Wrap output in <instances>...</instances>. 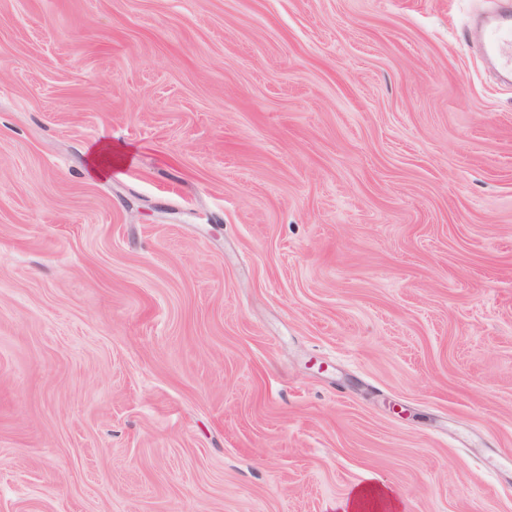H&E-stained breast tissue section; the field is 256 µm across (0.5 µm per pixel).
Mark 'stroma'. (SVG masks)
I'll use <instances>...</instances> for the list:
<instances>
[{"instance_id": "1", "label": "stroma", "mask_w": 512, "mask_h": 512, "mask_svg": "<svg viewBox=\"0 0 512 512\" xmlns=\"http://www.w3.org/2000/svg\"><path fill=\"white\" fill-rule=\"evenodd\" d=\"M496 4L0 0V512H512ZM132 160V151L127 148H113L112 142L102 141L89 153L87 169L91 177L105 178L112 175V169H119ZM397 506L392 492L382 484L355 489L340 505L342 512L383 511Z\"/></svg>"}]
</instances>
